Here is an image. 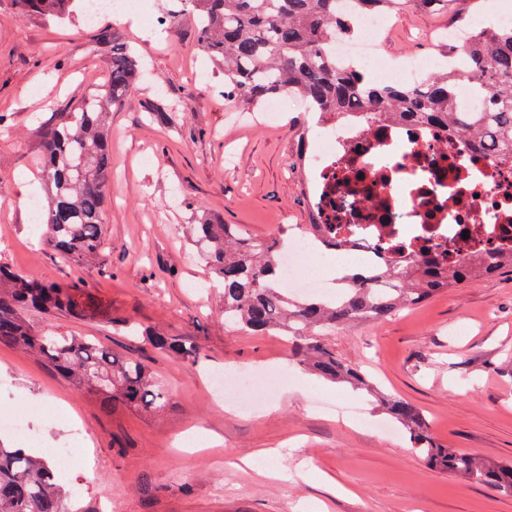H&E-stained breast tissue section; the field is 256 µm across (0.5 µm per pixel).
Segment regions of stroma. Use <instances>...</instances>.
Segmentation results:
<instances>
[{
  "label": "stroma",
  "instance_id": "1",
  "mask_svg": "<svg viewBox=\"0 0 512 512\" xmlns=\"http://www.w3.org/2000/svg\"><path fill=\"white\" fill-rule=\"evenodd\" d=\"M148 5L177 12L175 25L153 27L143 13L133 23L104 14L90 24L78 13L60 23L0 0V264L90 289L96 314L26 317L143 361L170 403L104 409L96 392L23 348L0 346V414L29 408L42 439L35 454L72 444L80 465L64 459L59 470L88 512H512V496L431 467L408 436L384 439L375 397L304 369L285 337L225 324L222 290L191 226L206 217L279 238L309 223L290 165L304 113L289 107L261 127L244 121L223 70L198 47L194 14L180 0ZM456 9L403 14L383 36L386 51L421 56L449 25H482V6L458 0ZM116 43L134 47L148 73L112 107L105 244L80 261L40 245L25 199L39 183L41 129L102 89ZM129 321L139 335L126 333ZM155 335L193 346L196 359L157 349ZM326 339L383 392L418 407L436 443L512 463V276L448 289ZM227 370H272L284 384L246 413L210 386L209 374ZM337 398L364 406L366 424L339 418ZM50 406L60 421L45 418Z\"/></svg>",
  "mask_w": 512,
  "mask_h": 512
}]
</instances>
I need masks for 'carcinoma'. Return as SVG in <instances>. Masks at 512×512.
I'll return each instance as SVG.
<instances>
[{
  "instance_id": "cac0c4a2",
  "label": "carcinoma",
  "mask_w": 512,
  "mask_h": 512,
  "mask_svg": "<svg viewBox=\"0 0 512 512\" xmlns=\"http://www.w3.org/2000/svg\"><path fill=\"white\" fill-rule=\"evenodd\" d=\"M19 14L63 20L83 10L84 0H12ZM195 14L198 45L209 59L224 65V84L254 108L292 93L319 115L318 124L341 122L354 113L368 121H411L443 125L475 145L512 158V28L471 31L462 74L446 70L417 85L373 82L356 68H343L329 54L328 39L355 34L353 14L341 0H186ZM454 0H356L355 10L439 11ZM143 65L131 48L112 47L107 81L94 99L61 113L41 131V181L50 189L43 209V241L82 259L104 244V202L112 155L108 106L136 88ZM475 86L483 99L478 110L455 103L459 78ZM194 242L220 283L224 323L255 333L283 332L292 340L300 365L356 389L373 382L345 363L319 331L362 320L383 322L462 283L512 273V251H488L423 261L341 277L335 299H303L275 284L281 240L251 237L236 224L204 218L193 225ZM97 307L86 288H64L31 281L0 266V345L23 347L81 388L94 390L109 405L155 411L166 407L169 393L148 367L118 358L84 336H62L34 327L29 310L83 316ZM159 349L196 357L166 336H154ZM379 407L409 434L427 461L450 474L494 486L512 496V464H491L437 444L422 413L407 400L382 394ZM58 463L23 448L0 447V512H72V490L58 475Z\"/></svg>"
}]
</instances>
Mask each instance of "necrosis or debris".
<instances>
[{"label":"necrosis or debris","instance_id":"4bbe7bcc","mask_svg":"<svg viewBox=\"0 0 512 512\" xmlns=\"http://www.w3.org/2000/svg\"><path fill=\"white\" fill-rule=\"evenodd\" d=\"M391 19L365 13L357 34L337 40L338 60L373 70L386 83H414L435 71L457 69L466 31L449 28L448 52L419 58L386 55L383 33ZM313 229L288 236L279 256L280 283L299 297L330 294V265L374 270L421 260L434 241L468 253L512 249V160L475 147L440 125L352 120L323 126L295 154ZM335 224V246L324 225Z\"/></svg>","mask_w":512,"mask_h":512}]
</instances>
